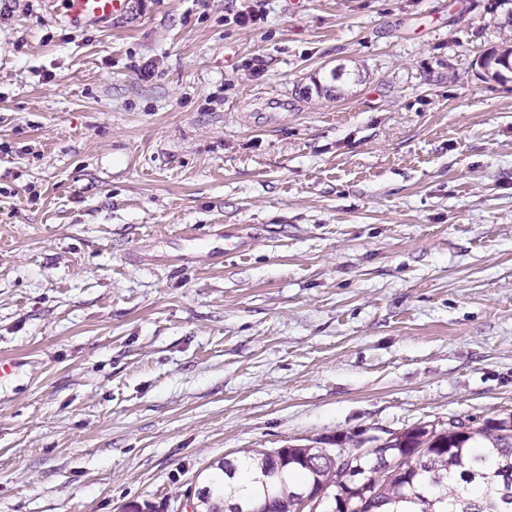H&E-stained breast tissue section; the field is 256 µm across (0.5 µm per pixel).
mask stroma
Instances as JSON below:
<instances>
[{
	"label": "stroma",
	"mask_w": 512,
	"mask_h": 512,
	"mask_svg": "<svg viewBox=\"0 0 512 512\" xmlns=\"http://www.w3.org/2000/svg\"><path fill=\"white\" fill-rule=\"evenodd\" d=\"M510 39L497 0H0V512L512 413ZM209 224L249 250L171 261ZM129 0H60L50 1L55 5L53 12L62 20L84 27H103L111 24L129 8ZM60 2L59 5L57 3Z\"/></svg>",
	"instance_id": "stroma-1"
}]
</instances>
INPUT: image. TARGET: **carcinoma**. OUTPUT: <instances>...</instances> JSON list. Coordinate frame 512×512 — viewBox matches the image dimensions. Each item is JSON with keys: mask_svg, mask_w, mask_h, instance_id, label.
<instances>
[{"mask_svg": "<svg viewBox=\"0 0 512 512\" xmlns=\"http://www.w3.org/2000/svg\"><path fill=\"white\" fill-rule=\"evenodd\" d=\"M388 447L360 460L364 495L352 491L321 449L292 446L276 460L267 451L247 454L259 470L258 486L237 499L224 494L238 473L237 461L226 459L203 487L200 508L225 512L227 502L240 500L242 512H302L295 492L313 489L335 505L358 497L351 512H512V414L419 424L396 433Z\"/></svg>", "mask_w": 512, "mask_h": 512, "instance_id": "1", "label": "carcinoma"}]
</instances>
